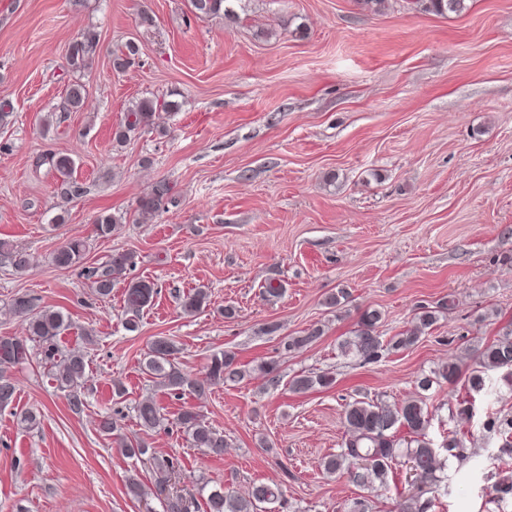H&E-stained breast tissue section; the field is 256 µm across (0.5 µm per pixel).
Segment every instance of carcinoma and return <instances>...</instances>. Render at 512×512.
Wrapping results in <instances>:
<instances>
[{"instance_id": "obj_1", "label": "carcinoma", "mask_w": 512, "mask_h": 512, "mask_svg": "<svg viewBox=\"0 0 512 512\" xmlns=\"http://www.w3.org/2000/svg\"><path fill=\"white\" fill-rule=\"evenodd\" d=\"M226 0H189L191 12L198 18L222 15L226 18L233 11L225 6ZM425 10L436 14L459 13L466 8L465 0H415ZM99 44L98 35L91 29L81 33L68 49L67 65L73 74L84 72L90 65ZM138 49L134 42L125 45V50L113 55L112 67L116 71L127 69ZM86 84L79 78L68 81L66 97L61 112H77L86 99ZM173 102L143 97L127 107L123 123L113 133L112 144L121 146L132 134L155 124L160 112H170ZM40 164H47L57 178L55 193L62 202L68 203L81 197L85 189L74 176L75 160L67 154H51ZM174 202L172 187L166 181H158L151 191L141 197L138 214L142 221L151 220L168 209ZM122 217L102 213L95 219L96 234L108 238L121 223ZM87 250V243L80 238L66 241L52 255V262L60 268H70L80 262ZM0 259L17 272L29 268L27 251L6 241L0 242ZM136 265L132 252H116L108 261L86 267L82 275L90 281L97 296L107 298L112 294L116 281ZM157 294L156 284L149 279L129 283L125 291V329L134 332L144 308L151 305ZM209 304L208 292L198 288L180 299L183 314L194 316ZM10 315L20 319L24 325L22 336H0V409L9 407L15 400L18 388L13 370L38 355L40 363L49 367L58 388L67 392L70 405L79 409L84 405L82 392L86 379L88 355L74 352L64 355L58 339L70 327L69 316L60 309L41 307L36 298L24 293L14 295L8 302ZM382 314L376 309L365 310L356 324L352 337L340 345L341 352L353 356L363 364L379 361L385 351H399L416 343L422 331L435 322L438 316L433 310H425L416 317V324L383 343L376 332ZM319 327L308 330L303 336H288L283 348L294 351L313 344L321 338ZM180 345L169 336H156L148 344L141 362L142 372L149 378L153 388L177 399L185 394L194 397L206 395L210 387L224 382L244 379L246 371L236 361L234 352L225 350L211 356L204 376L193 377L185 373L178 362ZM503 370V380L512 386V328L505 330L493 342L475 350L468 367L469 389L480 393L487 389L486 374ZM462 375L460 364L450 362L418 380V387L429 390L433 385L457 382ZM335 378L328 373L316 375L300 374L288 381V389L296 394H305L316 387L328 388ZM135 418L145 431L166 430L176 426L187 437L194 448H206L221 455L227 447L224 434L217 430L202 411L193 405L182 407L171 416L167 408L154 396L147 397L134 407ZM431 421V411L421 397L410 398L401 403H389L382 399H354L345 403L343 409L344 437L338 451L324 458L322 467L329 475L346 474L350 481L365 491L388 487L389 472L398 459L405 457L411 462L417 492L396 502L394 512H431L433 499L425 497L427 487L441 482L448 459L463 463L472 457L458 433L450 432L439 447L427 439L426 430ZM486 429L502 440V447L512 448V415L492 414L485 423ZM101 433L112 438L122 453L131 459L153 461L161 476L159 483L169 481L178 462L156 456L151 444L144 438H129L123 432L120 418L104 413L98 420ZM283 491L275 483L254 484L244 495L224 491V487H213L205 497V512H273L272 505L281 503ZM336 512H372L370 499L360 496L349 504L336 506Z\"/></svg>"}]
</instances>
